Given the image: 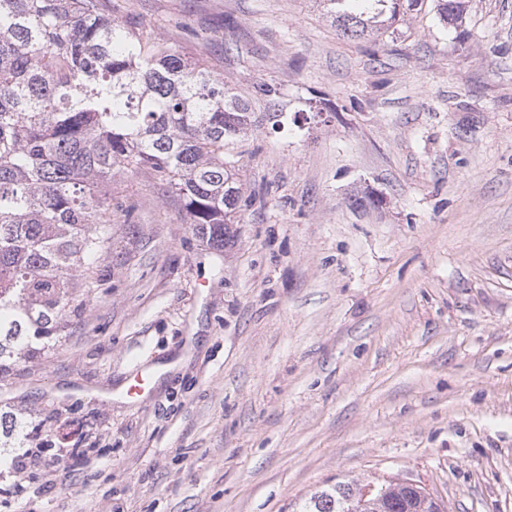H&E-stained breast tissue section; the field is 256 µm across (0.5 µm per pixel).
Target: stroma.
<instances>
[{"label": "stroma", "mask_w": 512, "mask_h": 512, "mask_svg": "<svg viewBox=\"0 0 512 512\" xmlns=\"http://www.w3.org/2000/svg\"><path fill=\"white\" fill-rule=\"evenodd\" d=\"M102 3L251 100L244 202L219 246L150 170L116 179L68 336L0 374L52 441L21 474L0 450V512H293L381 477L512 512V0L359 40L320 0Z\"/></svg>", "instance_id": "stroma-1"}]
</instances>
